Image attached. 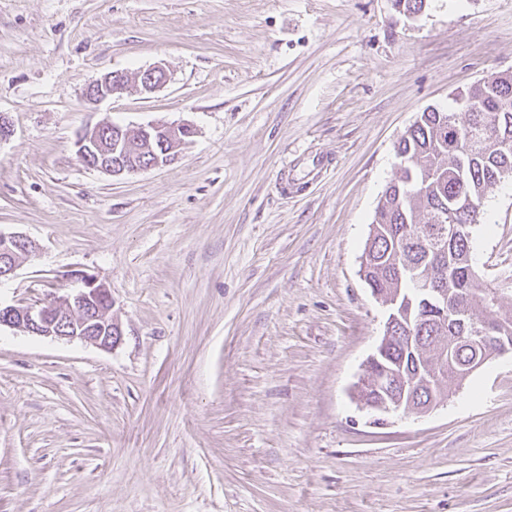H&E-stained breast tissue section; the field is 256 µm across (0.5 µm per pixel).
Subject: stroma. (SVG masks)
Listing matches in <instances>:
<instances>
[{
    "label": "stroma",
    "instance_id": "35a3bbf8",
    "mask_svg": "<svg viewBox=\"0 0 512 512\" xmlns=\"http://www.w3.org/2000/svg\"><path fill=\"white\" fill-rule=\"evenodd\" d=\"M168 83L97 105L103 74ZM512 72V0H0V304L110 289L105 350L0 329V512H512V354L375 423L386 313L360 275L394 145ZM189 123L168 165L85 167L78 134ZM471 244L512 301V180ZM18 249L20 253L16 252ZM35 249V244L23 235L3 233L0 231V282L8 279L16 270L23 255H28Z\"/></svg>",
    "mask_w": 512,
    "mask_h": 512
}]
</instances>
